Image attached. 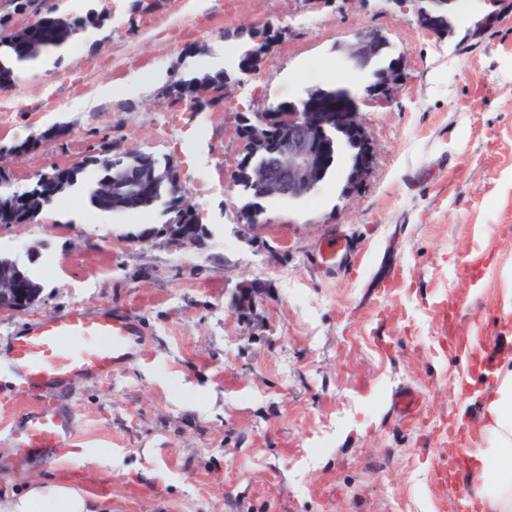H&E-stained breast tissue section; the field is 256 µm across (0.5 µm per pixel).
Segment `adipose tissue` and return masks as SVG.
Masks as SVG:
<instances>
[{
  "instance_id": "obj_1",
  "label": "adipose tissue",
  "mask_w": 512,
  "mask_h": 512,
  "mask_svg": "<svg viewBox=\"0 0 512 512\" xmlns=\"http://www.w3.org/2000/svg\"><path fill=\"white\" fill-rule=\"evenodd\" d=\"M483 447L465 452L464 493L482 512H512V366L502 365L480 403ZM0 512H112V499L64 478H37L0 495Z\"/></svg>"
}]
</instances>
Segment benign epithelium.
Instances as JSON below:
<instances>
[{
    "mask_svg": "<svg viewBox=\"0 0 512 512\" xmlns=\"http://www.w3.org/2000/svg\"><path fill=\"white\" fill-rule=\"evenodd\" d=\"M420 6L415 14L418 24L425 30L442 36L449 33L455 19L456 0H416ZM492 10L481 25L494 24L499 15L512 10V0H487ZM40 19L20 25H13L10 32L34 41L41 28ZM272 26H264L263 34L255 37L257 52L261 58L271 54L276 41L269 36L276 33ZM388 45L386 38L377 32L358 35L357 41L348 50V61L355 68H364L372 55ZM404 80L400 59H395L374 83L366 89V101L376 105H387L392 100L393 88ZM282 126L281 137L270 149L269 159L257 170L251 172L244 166H237L231 175L232 181L249 180L261 195L278 194L291 199H300L318 187L323 156L332 142L333 135L349 138L357 151L355 163L350 170L344 195L355 192L368 175L374 160V148L360 111L346 91L336 90V110H322L312 103L304 106L288 105V111L279 114ZM235 121L243 142L247 158L259 151L263 136L253 129H245L251 120L243 113H236ZM197 237L171 229L165 245L171 252H178L196 244ZM257 288L254 283L243 281L237 286V307L244 312L251 308ZM38 297L33 290L21 282L11 269L0 270V310L19 311L31 307Z\"/></svg>",
    "mask_w": 512,
    "mask_h": 512,
    "instance_id": "obj_1",
    "label": "benign epithelium"
}]
</instances>
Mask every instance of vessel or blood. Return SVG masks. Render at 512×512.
Returning a JSON list of instances; mask_svg holds the SVG:
<instances>
[{"label":"vessel or blood","instance_id":"1","mask_svg":"<svg viewBox=\"0 0 512 512\" xmlns=\"http://www.w3.org/2000/svg\"><path fill=\"white\" fill-rule=\"evenodd\" d=\"M357 246L342 234L329 236L322 253L325 263L340 266ZM141 330L123 311L89 314L73 307L65 314L26 326L12 339V371L22 387L49 392L64 383L112 375L136 359ZM69 429L49 408L32 413L12 432L11 442L20 458L61 447Z\"/></svg>","mask_w":512,"mask_h":512}]
</instances>
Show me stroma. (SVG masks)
I'll return each instance as SVG.
<instances>
[{"label":"stroma","instance_id":"35a3bbf8","mask_svg":"<svg viewBox=\"0 0 512 512\" xmlns=\"http://www.w3.org/2000/svg\"><path fill=\"white\" fill-rule=\"evenodd\" d=\"M413 0H84L86 20L49 67L0 90V166L15 190L98 154L170 155L206 230L170 252L160 210L114 214L105 234L87 196L78 214L0 226V255L43 266L37 303L0 313V492L34 477L88 482L112 512H460L448 462L481 447L473 353L512 356V13L489 29L473 0L450 34L422 29ZM284 34L223 104H173L152 71L191 78L236 48L241 29ZM378 32L407 74L388 105L365 103L370 70L352 68L358 32ZM119 93L100 101L104 86ZM358 102L374 144L353 196L332 176L298 201L273 199L238 223L227 181L243 156L235 111L296 102L318 87ZM65 127L30 153L13 145ZM358 245L322 263L326 237ZM253 281L250 310L236 287ZM125 310L139 357L109 378L50 393L9 376L11 338L72 307ZM404 388L421 398L408 420ZM53 408L73 433L52 457L18 460L10 434ZM98 452L85 464L79 451Z\"/></svg>","mask_w":512,"mask_h":512}]
</instances>
